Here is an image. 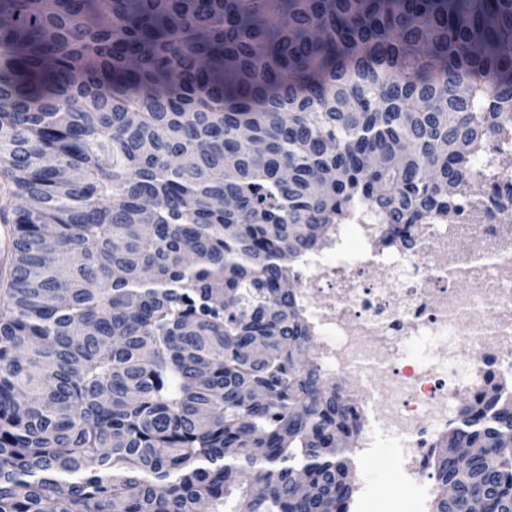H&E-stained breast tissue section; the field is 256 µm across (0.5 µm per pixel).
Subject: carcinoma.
<instances>
[{
  "instance_id": "obj_1",
  "label": "carcinoma",
  "mask_w": 512,
  "mask_h": 512,
  "mask_svg": "<svg viewBox=\"0 0 512 512\" xmlns=\"http://www.w3.org/2000/svg\"><path fill=\"white\" fill-rule=\"evenodd\" d=\"M510 128L512 0H0V512H349L296 269L358 202L417 250ZM511 438L490 372L432 512H512Z\"/></svg>"
}]
</instances>
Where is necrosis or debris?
I'll list each match as a JSON object with an SVG mask.
<instances>
[{
    "mask_svg": "<svg viewBox=\"0 0 512 512\" xmlns=\"http://www.w3.org/2000/svg\"><path fill=\"white\" fill-rule=\"evenodd\" d=\"M511 219L512 179L499 180L481 198H462L456 220L419 224V249L405 253L382 244L380 216L361 205L298 271L326 372L385 376L380 394L360 407L356 452L368 459L380 437L396 440L392 465L407 490L405 512H429L434 446L455 419L457 394L472 392L491 370L512 376V234L502 231ZM475 237L486 246L478 255L468 250ZM444 251L456 255L455 273L433 264ZM372 264L387 278L367 285L362 274ZM489 305L496 319L483 317Z\"/></svg>",
    "mask_w": 512,
    "mask_h": 512,
    "instance_id": "4bbe7bcc",
    "label": "necrosis or debris"
}]
</instances>
